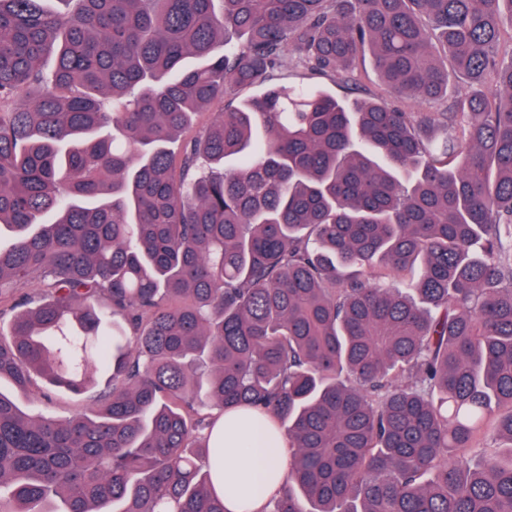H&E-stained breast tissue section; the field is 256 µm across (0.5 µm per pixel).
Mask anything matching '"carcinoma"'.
Returning a JSON list of instances; mask_svg holds the SVG:
<instances>
[{
	"instance_id": "1",
	"label": "carcinoma",
	"mask_w": 512,
	"mask_h": 512,
	"mask_svg": "<svg viewBox=\"0 0 512 512\" xmlns=\"http://www.w3.org/2000/svg\"><path fill=\"white\" fill-rule=\"evenodd\" d=\"M506 16L0 0V512H226L205 404L287 427L270 512H512ZM365 54L394 96L475 89L407 112L275 81L349 83ZM100 370L88 415L18 405L35 375L80 394Z\"/></svg>"
}]
</instances>
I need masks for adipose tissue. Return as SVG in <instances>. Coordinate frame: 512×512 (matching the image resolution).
Listing matches in <instances>:
<instances>
[{
	"label": "adipose tissue",
	"mask_w": 512,
	"mask_h": 512,
	"mask_svg": "<svg viewBox=\"0 0 512 512\" xmlns=\"http://www.w3.org/2000/svg\"><path fill=\"white\" fill-rule=\"evenodd\" d=\"M212 435L220 442L219 460L211 467L214 489L227 512H261L288 476L284 439L234 413L219 416Z\"/></svg>",
	"instance_id": "1"
}]
</instances>
